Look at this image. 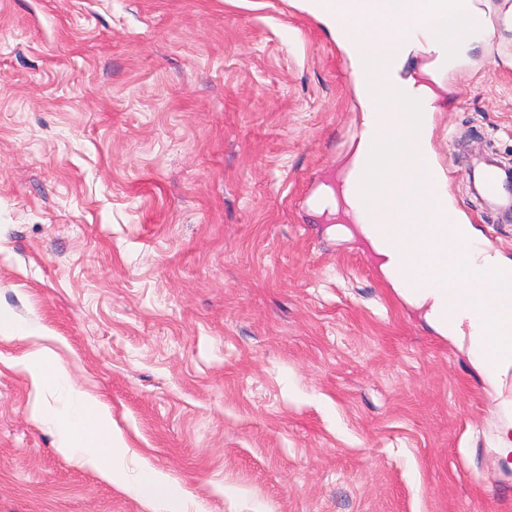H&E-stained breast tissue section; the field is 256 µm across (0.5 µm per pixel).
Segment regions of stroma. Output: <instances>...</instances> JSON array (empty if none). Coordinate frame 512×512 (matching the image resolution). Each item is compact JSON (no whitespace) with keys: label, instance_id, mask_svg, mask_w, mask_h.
Listing matches in <instances>:
<instances>
[{"label":"stroma","instance_id":"1","mask_svg":"<svg viewBox=\"0 0 512 512\" xmlns=\"http://www.w3.org/2000/svg\"><path fill=\"white\" fill-rule=\"evenodd\" d=\"M361 131L298 0H0V315L52 338L140 464L200 512H512V418L467 344L312 203ZM430 147L460 223L512 168V23L449 71ZM0 338V512H152L58 450ZM480 189L482 193L497 202H506V208L512 209V197L503 195L499 172L492 166L482 168L480 172Z\"/></svg>","mask_w":512,"mask_h":512}]
</instances>
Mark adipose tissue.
<instances>
[{"instance_id": "1", "label": "adipose tissue", "mask_w": 512, "mask_h": 512, "mask_svg": "<svg viewBox=\"0 0 512 512\" xmlns=\"http://www.w3.org/2000/svg\"><path fill=\"white\" fill-rule=\"evenodd\" d=\"M330 28L344 46L353 70L375 65L381 90L365 99L364 136L352 144L346 169H353L365 148V137L379 133L386 142L391 161L389 183L379 184L369 198L371 207L383 216L380 224L358 223V213L350 197H339L325 188L322 198L329 213H344L356 220L357 231L379 260V267L396 290L423 310L427 322L441 335L468 339L470 351L493 382H501L512 372V320L493 309L490 302L455 315H447L450 291L458 281L477 288L512 273V261L482 247L474 230H467L462 247L457 248V266L436 267L430 244L418 247L414 262L389 248L386 236L391 224H414L432 219L439 201L447 200L445 181H436L434 198H427L420 181L435 166L426 146L433 103L437 99L438 61L464 55L478 41L486 40L493 26L486 13L472 0H454L448 11L434 7L435 0H349L340 8L338 0H302ZM425 56L419 74L403 75L405 61ZM411 185L425 204L420 208L402 205L391 211L388 204L392 183ZM18 365L26 372L36 392L66 386L68 411L60 423L59 450L83 466L96 471L107 482L132 490L159 512H190L194 504L189 494L176 488L167 475L143 467L137 480H130L127 459L130 450L121 434L112 427L107 406L96 397L72 387L67 369L49 347L25 352Z\"/></svg>"}]
</instances>
